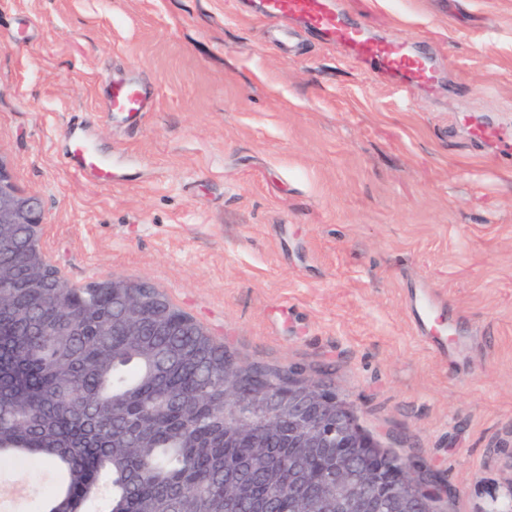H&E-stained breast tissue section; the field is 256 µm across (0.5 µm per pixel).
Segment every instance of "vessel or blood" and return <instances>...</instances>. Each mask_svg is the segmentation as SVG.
<instances>
[{
    "label": "vessel or blood",
    "instance_id": "vessel-or-blood-1",
    "mask_svg": "<svg viewBox=\"0 0 512 512\" xmlns=\"http://www.w3.org/2000/svg\"><path fill=\"white\" fill-rule=\"evenodd\" d=\"M263 11L268 19L294 17L306 26L319 31L327 42L342 47L351 57L368 61L373 67L387 69L407 79H416L426 86L438 80L437 70L430 58L414 51L410 42H381L369 35L361 25L344 22L329 0H263ZM108 112L130 114L143 111L145 95L140 86L128 79H114L109 83L105 102ZM471 139L480 145H492L499 156L512 158V132L465 117ZM65 163L75 174L92 180L112 177L111 163L101 157L82 137L71 136ZM441 300L428 289H420L412 298L410 310L417 336L440 352H447L434 326Z\"/></svg>",
    "mask_w": 512,
    "mask_h": 512
}]
</instances>
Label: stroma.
I'll return each instance as SVG.
<instances>
[{"mask_svg":"<svg viewBox=\"0 0 512 512\" xmlns=\"http://www.w3.org/2000/svg\"><path fill=\"white\" fill-rule=\"evenodd\" d=\"M440 75L399 85L260 0H0V159L45 213L68 286L157 288L237 361L341 394L434 476L440 512L512 495V162L463 114L512 126V0H334ZM135 81L143 112L104 109ZM81 125L112 182L64 156ZM445 300L448 360L415 335V286ZM52 470L0 469V512H35Z\"/></svg>","mask_w":512,"mask_h":512,"instance_id":"1","label":"stroma"}]
</instances>
